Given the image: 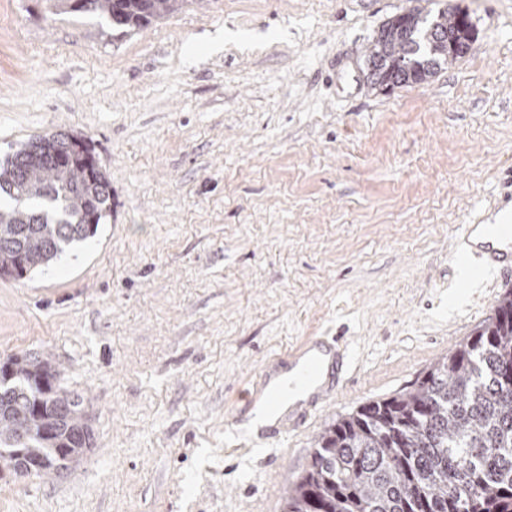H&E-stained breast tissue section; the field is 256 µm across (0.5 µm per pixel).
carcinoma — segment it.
<instances>
[{"label": "carcinoma", "mask_w": 512, "mask_h": 512, "mask_svg": "<svg viewBox=\"0 0 512 512\" xmlns=\"http://www.w3.org/2000/svg\"><path fill=\"white\" fill-rule=\"evenodd\" d=\"M101 12L124 36L183 0H58ZM468 38L447 11L413 9L381 28L366 60L374 87L424 82L466 55L448 36ZM31 138L0 163V270L21 280L95 234L112 212L103 170L57 156L72 141ZM0 375V468L35 475L69 471L93 445L82 399L62 386L49 357L15 354ZM52 378L55 383L47 382ZM286 512H512V290L467 339L439 358L414 388L369 401L319 436L311 464L288 490Z\"/></svg>", "instance_id": "cac0c4a2"}]
</instances>
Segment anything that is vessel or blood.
<instances>
[{
	"instance_id": "obj_1",
	"label": "vessel or blood",
	"mask_w": 512,
	"mask_h": 512,
	"mask_svg": "<svg viewBox=\"0 0 512 512\" xmlns=\"http://www.w3.org/2000/svg\"><path fill=\"white\" fill-rule=\"evenodd\" d=\"M475 255L483 265L496 268L501 274L512 273V190L502 194L483 222L462 225L456 258L466 264ZM342 366L343 356L336 341L320 336L275 355L258 376L249 380L240 399L242 407L230 419L231 426H242L244 410L252 408L257 395L268 388L280 369L286 368L293 372L289 388L298 398L287 413L279 414L269 432L275 437L290 433L337 397L342 389Z\"/></svg>"
}]
</instances>
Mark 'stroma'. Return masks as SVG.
<instances>
[{
    "instance_id": "obj_1",
    "label": "stroma",
    "mask_w": 512,
    "mask_h": 512,
    "mask_svg": "<svg viewBox=\"0 0 512 512\" xmlns=\"http://www.w3.org/2000/svg\"><path fill=\"white\" fill-rule=\"evenodd\" d=\"M427 5L468 15L466 56L371 88L374 36ZM45 132L91 139L112 213L0 279V360L51 355L94 446L0 477V512H283L328 425L410 390L512 289L449 270L512 176V0H184L122 37L0 0V161ZM312 336L348 346L339 398L262 446L226 432Z\"/></svg>"
}]
</instances>
